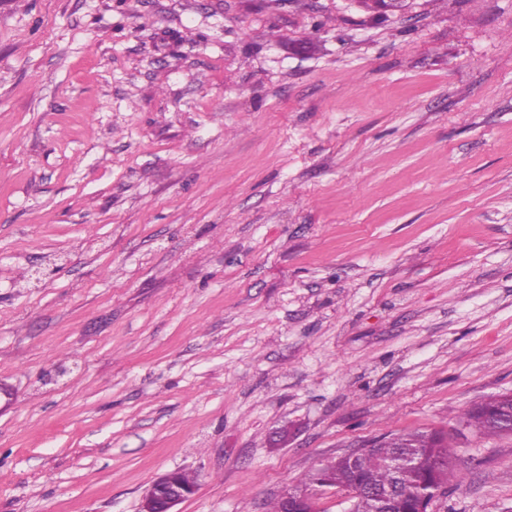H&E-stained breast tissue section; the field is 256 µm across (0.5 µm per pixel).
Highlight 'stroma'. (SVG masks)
Wrapping results in <instances>:
<instances>
[{
	"label": "stroma",
	"instance_id": "35a3bbf8",
	"mask_svg": "<svg viewBox=\"0 0 512 512\" xmlns=\"http://www.w3.org/2000/svg\"><path fill=\"white\" fill-rule=\"evenodd\" d=\"M0 0V512H267L447 433L512 512V0ZM493 397L475 405L464 413L467 424L488 437L499 434L503 419H507L509 410L512 411V399L509 403L507 401H495ZM176 471H170L157 477L146 489L141 512H176L175 506L189 494L178 486L174 479Z\"/></svg>",
	"mask_w": 512,
	"mask_h": 512
}]
</instances>
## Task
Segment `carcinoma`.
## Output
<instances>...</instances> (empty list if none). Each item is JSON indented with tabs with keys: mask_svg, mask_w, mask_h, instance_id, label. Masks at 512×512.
<instances>
[{
	"mask_svg": "<svg viewBox=\"0 0 512 512\" xmlns=\"http://www.w3.org/2000/svg\"><path fill=\"white\" fill-rule=\"evenodd\" d=\"M512 411V402L495 401L491 398L465 412L467 424L481 434L493 437L502 429L503 419ZM405 442L420 451L418 464L398 467L394 456L400 443ZM451 451L443 434L437 431L415 432L383 438V447L372 448L351 471L336 462H330L305 474L304 484L330 483L349 486L353 483L378 489L397 481L401 494L391 512H420L427 492L448 486L451 470Z\"/></svg>",
	"mask_w": 512,
	"mask_h": 512,
	"instance_id": "cac0c4a2",
	"label": "carcinoma"
}]
</instances>
